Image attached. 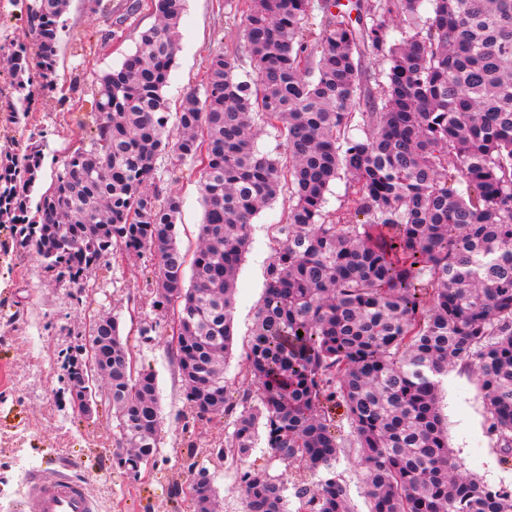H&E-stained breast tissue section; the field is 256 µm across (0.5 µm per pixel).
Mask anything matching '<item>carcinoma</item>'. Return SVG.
<instances>
[{
    "mask_svg": "<svg viewBox=\"0 0 512 512\" xmlns=\"http://www.w3.org/2000/svg\"><path fill=\"white\" fill-rule=\"evenodd\" d=\"M12 2L33 44L6 59L18 124L34 94L58 88L70 0ZM152 7L158 23L96 79L91 149L67 156L36 206L39 145L0 158V224L16 248L76 294L116 254L151 253L146 286L176 315L189 408L211 422L242 407L217 454L247 455L262 426L282 463L326 471L294 485L297 512H352L332 401L353 427L371 512H512V491L460 472L439 408L448 373H472L488 428L512 448V0H234L244 51L211 56L175 128L164 88L186 0ZM265 126L283 137V158L258 149ZM164 155L200 173L190 261L177 241L183 199L157 180ZM341 177L349 206L328 221L325 193ZM284 186L247 352L257 403L247 390L234 401L220 363L237 270L253 219ZM96 335L112 337L99 354L120 431L112 460L135 473L159 447L156 379L115 318H98ZM202 478L196 512L216 503ZM238 489L241 512H288L287 483L263 469L242 471Z\"/></svg>",
    "mask_w": 512,
    "mask_h": 512,
    "instance_id": "1",
    "label": "carcinoma"
}]
</instances>
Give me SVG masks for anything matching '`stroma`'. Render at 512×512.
I'll use <instances>...</instances> for the list:
<instances>
[{
	"mask_svg": "<svg viewBox=\"0 0 512 512\" xmlns=\"http://www.w3.org/2000/svg\"><path fill=\"white\" fill-rule=\"evenodd\" d=\"M123 2L112 0V12L107 15L94 9L92 0H71L63 17L58 60L66 93L38 98L23 125H10L2 111L17 93L9 85L8 73H0V153L17 151L31 139L39 143L44 160L37 193L49 188L71 150L90 146L95 77L120 66L125 55L135 51L140 33L158 21L144 7L125 24L113 25L111 16L121 12ZM107 32L112 35L111 48L100 54L88 52L87 44ZM179 32L181 50L165 89L174 111L185 92L201 89L216 49L239 50L244 44L241 21L227 0H187ZM158 165L161 182L183 199L176 226L178 241L182 252L193 253L203 218L199 173L187 165L172 169L165 157ZM287 210L288 196L283 193L254 218L250 245L237 274L233 344L224 367V379L234 397L250 384L245 377L246 352L264 295L275 227L283 223ZM152 264L147 253L111 264L91 278L78 301L55 273L20 255L10 225L0 224V512H19L28 498L30 479L37 473L68 472L84 478L99 512H191L184 489L202 469L217 491L221 512H240L238 474L243 468H262L285 480L294 479V466L273 458L261 438L246 458L216 456V448L233 430V419L224 417L217 427L190 411L170 352L167 314L154 307L153 294L143 287ZM101 315L116 318L137 366L152 371L156 378L162 418L159 453L153 466L137 479L112 461L118 428L106 380L94 381L98 409L92 418L77 417L62 400V357L83 341ZM440 408L448 445L462 472L477 476L488 487L512 489V452L500 448L489 432L484 400L472 373H449ZM336 471L349 488L353 512H369L356 449L342 453Z\"/></svg>",
	"mask_w": 512,
	"mask_h": 512,
	"instance_id": "stroma-1",
	"label": "stroma"
}]
</instances>
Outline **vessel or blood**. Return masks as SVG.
<instances>
[{"mask_svg": "<svg viewBox=\"0 0 512 512\" xmlns=\"http://www.w3.org/2000/svg\"><path fill=\"white\" fill-rule=\"evenodd\" d=\"M29 492L37 512H98L85 482L64 473L34 476Z\"/></svg>", "mask_w": 512, "mask_h": 512, "instance_id": "b4317fda", "label": "vessel or blood"}]
</instances>
